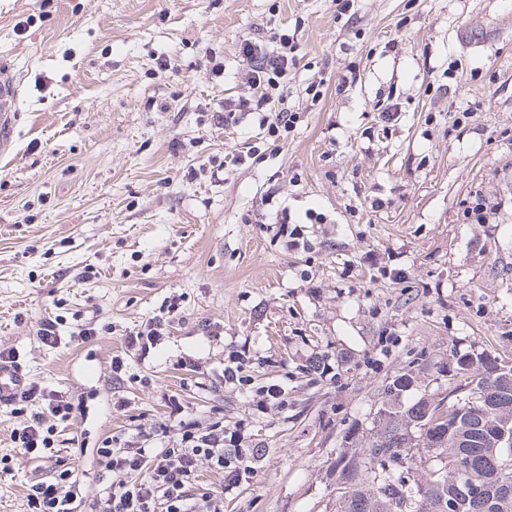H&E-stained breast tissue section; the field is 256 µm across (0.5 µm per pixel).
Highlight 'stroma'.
<instances>
[{
    "mask_svg": "<svg viewBox=\"0 0 512 512\" xmlns=\"http://www.w3.org/2000/svg\"><path fill=\"white\" fill-rule=\"evenodd\" d=\"M463 25L487 41L463 49ZM284 31L295 61L268 106L296 125L275 140L254 111L219 122L225 99L261 94L240 43ZM1 79L19 102L0 150V350L74 402L53 446L86 499L130 479L98 446L153 447L175 398L245 431L252 470L224 512H336V460L374 432L392 379L415 376L404 401L450 407L458 356L512 365V0H354L343 15L334 0H0ZM475 195L481 224L463 217ZM281 208L310 251L288 247ZM173 297L185 322L125 353ZM48 317L52 347L36 334ZM81 325L98 334L76 345ZM237 351L247 390L219 380ZM271 383L285 405L253 404ZM17 422L0 405V512H30L28 487L53 474L15 460Z\"/></svg>",
    "mask_w": 512,
    "mask_h": 512,
    "instance_id": "obj_1",
    "label": "stroma"
}]
</instances>
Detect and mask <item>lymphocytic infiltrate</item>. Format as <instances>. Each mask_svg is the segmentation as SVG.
<instances>
[{
	"label": "lymphocytic infiltrate",
	"mask_w": 512,
	"mask_h": 512,
	"mask_svg": "<svg viewBox=\"0 0 512 512\" xmlns=\"http://www.w3.org/2000/svg\"><path fill=\"white\" fill-rule=\"evenodd\" d=\"M293 47L288 34H280L275 47L257 42L240 45L238 56L244 76L251 86L275 88L293 63ZM184 316L176 301H169L162 315L154 317L144 329L129 332L124 338L128 352L149 354L159 344L163 332L172 324L183 322ZM74 407L55 395L44 411L24 418L13 429L11 438L20 457H47L52 451V429L49 420L67 421ZM162 442L154 449L133 447L109 438L97 449L101 465L107 471H123L134 479L117 487L108 486L98 497L83 500L71 468L60 469L52 482H38L29 488L30 512H221L217 495L204 489L199 496L189 495L187 488L196 478L199 460H207L212 468L224 471L226 488H234L242 473L249 470L248 457H241L234 470L224 468V449L237 446L238 435L224 432L222 422L200 427L185 414L180 403H173L170 424L163 427ZM147 477L136 480L135 475Z\"/></svg>",
	"instance_id": "f902f5d3"
}]
</instances>
